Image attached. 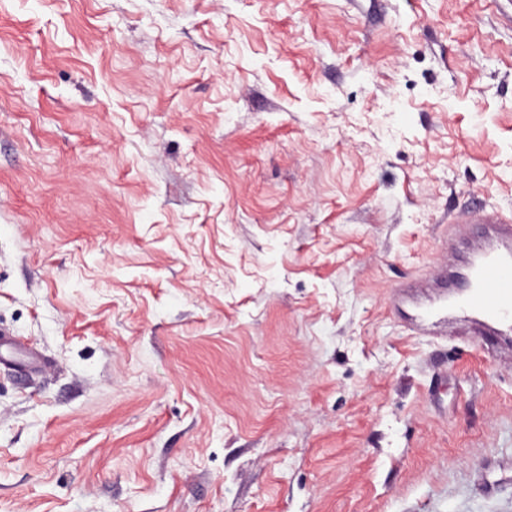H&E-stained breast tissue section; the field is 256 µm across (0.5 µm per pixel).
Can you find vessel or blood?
I'll return each instance as SVG.
<instances>
[{"label": "vessel or blood", "instance_id": "obj_1", "mask_svg": "<svg viewBox=\"0 0 512 512\" xmlns=\"http://www.w3.org/2000/svg\"><path fill=\"white\" fill-rule=\"evenodd\" d=\"M464 223L490 225L491 235L473 253L465 273L467 290L455 296L450 310L475 319L484 335L494 336L512 329V214L473 212L451 219L449 233H456ZM0 364L24 374L40 361L23 349L12 330L1 326Z\"/></svg>", "mask_w": 512, "mask_h": 512}]
</instances>
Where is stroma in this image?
Wrapping results in <instances>:
<instances>
[{
  "mask_svg": "<svg viewBox=\"0 0 512 512\" xmlns=\"http://www.w3.org/2000/svg\"><path fill=\"white\" fill-rule=\"evenodd\" d=\"M512 213V0H0V512H512V343L409 325ZM4 350L5 355L1 353ZM22 355L24 358L17 360L11 356ZM0 364L16 370L20 374H26L40 365L38 356L31 351L24 350L19 343L16 334L6 327H0Z\"/></svg>",
  "mask_w": 512,
  "mask_h": 512,
  "instance_id": "1",
  "label": "stroma"
}]
</instances>
